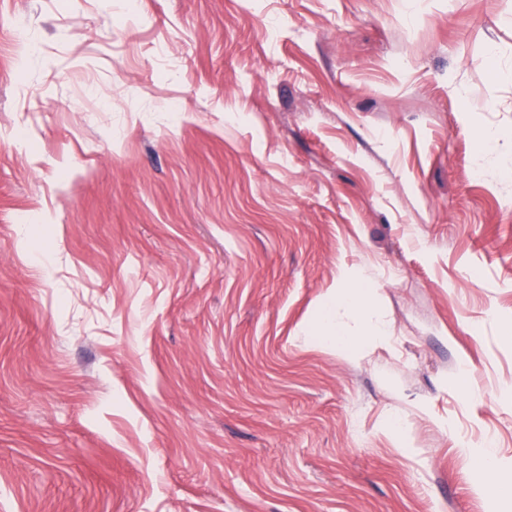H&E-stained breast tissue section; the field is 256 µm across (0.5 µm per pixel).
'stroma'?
I'll return each mask as SVG.
<instances>
[{
	"mask_svg": "<svg viewBox=\"0 0 512 512\" xmlns=\"http://www.w3.org/2000/svg\"><path fill=\"white\" fill-rule=\"evenodd\" d=\"M488 436L512 0H0V512H486ZM374 284L371 277L344 278L342 286L318 311L314 331L309 334L312 336L306 338L351 358H356L368 344L388 345L392 338L388 325L368 312ZM341 308L355 309L363 315L359 333L353 334L337 318L336 312Z\"/></svg>",
	"mask_w": 512,
	"mask_h": 512,
	"instance_id": "obj_1",
	"label": "stroma"
}]
</instances>
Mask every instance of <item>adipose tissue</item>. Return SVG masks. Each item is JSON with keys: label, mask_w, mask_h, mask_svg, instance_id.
Returning a JSON list of instances; mask_svg holds the SVG:
<instances>
[{"label": "adipose tissue", "mask_w": 512, "mask_h": 512, "mask_svg": "<svg viewBox=\"0 0 512 512\" xmlns=\"http://www.w3.org/2000/svg\"><path fill=\"white\" fill-rule=\"evenodd\" d=\"M374 294V281L369 277L344 278L340 288L322 305L317 313L311 339L337 353L354 358L366 345H386L391 341L388 325L368 313ZM341 308L357 310L364 316L359 333H352L336 312ZM479 469L482 474L476 485L496 506V512H512V475L502 471V465L493 448L480 449Z\"/></svg>", "instance_id": "adipose-tissue-1"}]
</instances>
